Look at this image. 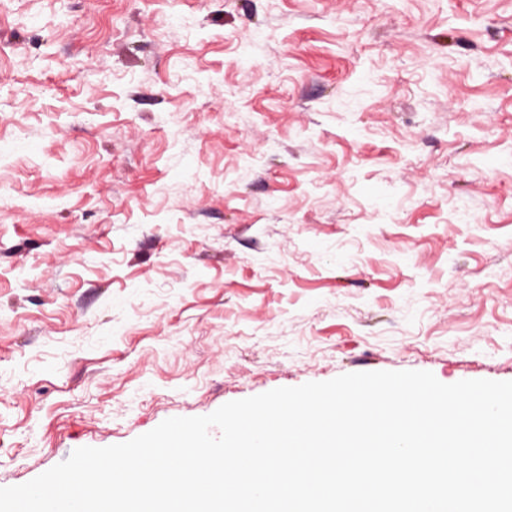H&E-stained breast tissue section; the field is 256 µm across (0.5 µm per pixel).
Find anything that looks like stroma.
I'll list each match as a JSON object with an SVG mask.
<instances>
[{
    "mask_svg": "<svg viewBox=\"0 0 512 512\" xmlns=\"http://www.w3.org/2000/svg\"><path fill=\"white\" fill-rule=\"evenodd\" d=\"M403 370L512 381V0H0V487Z\"/></svg>",
    "mask_w": 512,
    "mask_h": 512,
    "instance_id": "obj_1",
    "label": "stroma"
}]
</instances>
